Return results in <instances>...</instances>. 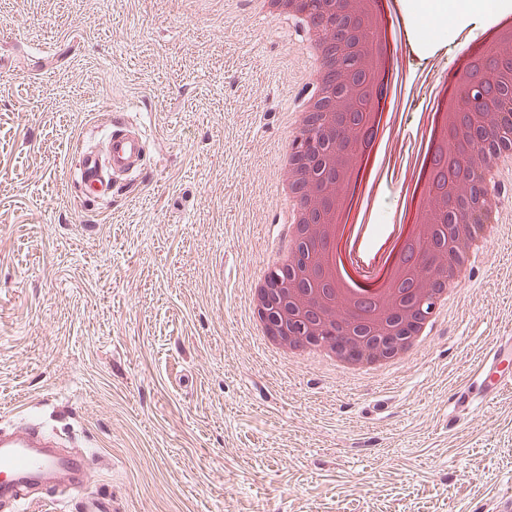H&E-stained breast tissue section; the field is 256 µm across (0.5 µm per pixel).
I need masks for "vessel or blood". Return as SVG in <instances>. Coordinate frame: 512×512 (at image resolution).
Instances as JSON below:
<instances>
[{"mask_svg": "<svg viewBox=\"0 0 512 512\" xmlns=\"http://www.w3.org/2000/svg\"><path fill=\"white\" fill-rule=\"evenodd\" d=\"M147 141L118 121H111L105 136L104 148L88 147L79 154V169L83 176L85 194L89 197L107 195L112 182L140 170L146 155ZM512 363V336L497 337L488 353L455 394L458 408L467 410L486 401L505 383L501 373L504 365ZM52 440L27 429L0 435V474L8 475L0 484V495L11 494L17 502L34 478L44 473L56 474L62 483L73 490L84 488L91 472L79 455L62 456L52 452Z\"/></svg>", "mask_w": 512, "mask_h": 512, "instance_id": "obj_1", "label": "vessel or blood"}]
</instances>
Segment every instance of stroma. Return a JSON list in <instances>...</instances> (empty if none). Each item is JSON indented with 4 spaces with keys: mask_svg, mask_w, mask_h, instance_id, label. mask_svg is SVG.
<instances>
[{
    "mask_svg": "<svg viewBox=\"0 0 512 512\" xmlns=\"http://www.w3.org/2000/svg\"><path fill=\"white\" fill-rule=\"evenodd\" d=\"M407 0L426 91L481 34L461 0ZM298 31L254 0H0V427L72 440L80 491L26 512H494L512 492V387L452 416L512 334V167L501 232L403 370L348 379L246 333L285 222L277 154L303 92ZM147 140L82 193L104 122Z\"/></svg>",
    "mask_w": 512,
    "mask_h": 512,
    "instance_id": "stroma-1",
    "label": "stroma"
}]
</instances>
